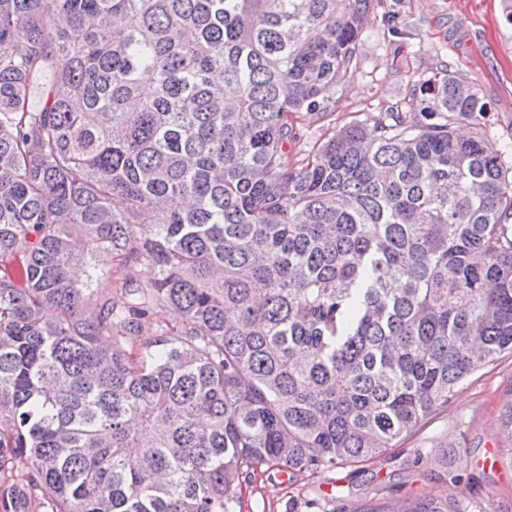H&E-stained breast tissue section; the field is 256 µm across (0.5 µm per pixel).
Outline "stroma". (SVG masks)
<instances>
[{"instance_id": "35a3bbf8", "label": "stroma", "mask_w": 512, "mask_h": 512, "mask_svg": "<svg viewBox=\"0 0 512 512\" xmlns=\"http://www.w3.org/2000/svg\"><path fill=\"white\" fill-rule=\"evenodd\" d=\"M512 0H374L364 21L359 71L338 90L330 120L299 124L289 145L290 162L321 142L327 124L343 126L379 107L407 111L408 84L447 66L456 80L476 89L489 105L483 125L486 145L512 161ZM99 276L87 306L119 296L125 283L151 287L155 268L124 254L100 255ZM512 401V355L471 376L448 407L437 411L394 448L361 467L281 479L260 467L242 491L243 512H385L393 502L412 504L464 493L444 471L474 474L478 496L498 512H512V456L500 425Z\"/></svg>"}]
</instances>
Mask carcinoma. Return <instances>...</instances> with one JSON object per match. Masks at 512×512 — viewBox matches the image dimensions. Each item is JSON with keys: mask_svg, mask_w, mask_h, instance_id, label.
<instances>
[{"mask_svg": "<svg viewBox=\"0 0 512 512\" xmlns=\"http://www.w3.org/2000/svg\"><path fill=\"white\" fill-rule=\"evenodd\" d=\"M373 0H0V512H241L359 466L512 354V167L448 70L331 131ZM130 248L149 288L83 307ZM182 323L125 335L154 308ZM388 512H497L471 493Z\"/></svg>", "mask_w": 512, "mask_h": 512, "instance_id": "1", "label": "carcinoma"}]
</instances>
